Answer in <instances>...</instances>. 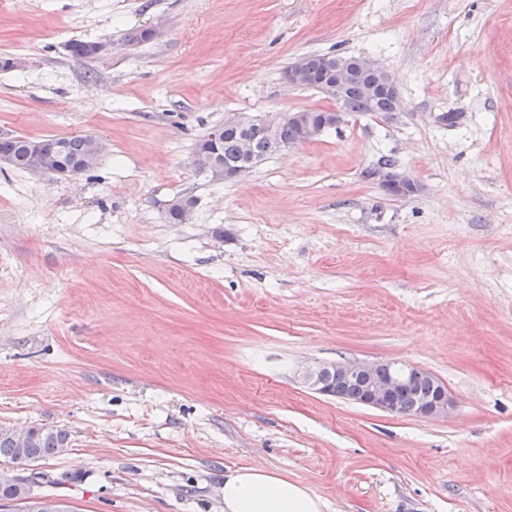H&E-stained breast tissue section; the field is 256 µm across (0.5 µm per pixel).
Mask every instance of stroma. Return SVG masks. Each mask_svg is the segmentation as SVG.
<instances>
[{"mask_svg": "<svg viewBox=\"0 0 512 512\" xmlns=\"http://www.w3.org/2000/svg\"><path fill=\"white\" fill-rule=\"evenodd\" d=\"M11 2L0 56L26 65L0 69V137L105 144L72 181L0 163V427L69 441L22 466L36 491L224 512L225 473L262 465L322 512H512V0ZM326 53L376 59L402 118L351 114L234 180L190 167L239 114L333 108L282 80ZM384 157L420 192L365 180ZM177 196L190 222H168ZM343 360L430 371L456 406L304 385Z\"/></svg>", "mask_w": 512, "mask_h": 512, "instance_id": "obj_1", "label": "stroma"}]
</instances>
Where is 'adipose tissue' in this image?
Instances as JSON below:
<instances>
[{
    "label": "adipose tissue",
    "mask_w": 512,
    "mask_h": 512,
    "mask_svg": "<svg viewBox=\"0 0 512 512\" xmlns=\"http://www.w3.org/2000/svg\"><path fill=\"white\" fill-rule=\"evenodd\" d=\"M322 507L310 488L263 466L224 475V512H321Z\"/></svg>",
    "instance_id": "obj_1"
}]
</instances>
